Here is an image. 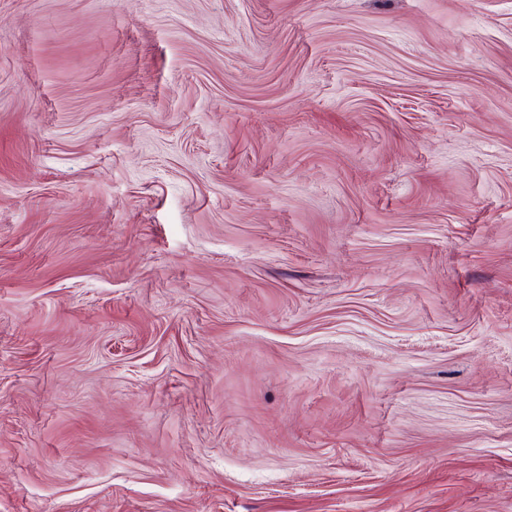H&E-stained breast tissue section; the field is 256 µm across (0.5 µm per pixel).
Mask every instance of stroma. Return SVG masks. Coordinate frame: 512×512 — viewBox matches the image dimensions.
<instances>
[{
  "label": "stroma",
  "mask_w": 512,
  "mask_h": 512,
  "mask_svg": "<svg viewBox=\"0 0 512 512\" xmlns=\"http://www.w3.org/2000/svg\"><path fill=\"white\" fill-rule=\"evenodd\" d=\"M0 512H512V0H0Z\"/></svg>",
  "instance_id": "obj_1"
}]
</instances>
